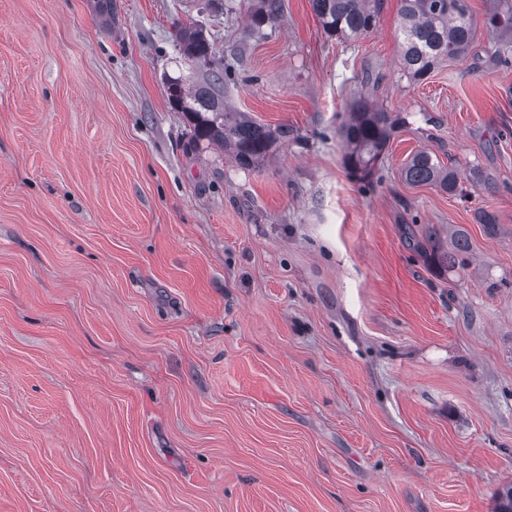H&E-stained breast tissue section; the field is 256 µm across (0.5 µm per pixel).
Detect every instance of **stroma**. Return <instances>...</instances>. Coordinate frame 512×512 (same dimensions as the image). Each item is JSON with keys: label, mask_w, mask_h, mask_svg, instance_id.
I'll list each match as a JSON object with an SVG mask.
<instances>
[{"label": "stroma", "mask_w": 512, "mask_h": 512, "mask_svg": "<svg viewBox=\"0 0 512 512\" xmlns=\"http://www.w3.org/2000/svg\"><path fill=\"white\" fill-rule=\"evenodd\" d=\"M0 0V512H495L512 483V62L403 75L399 0ZM202 27L211 64L184 61ZM288 138L190 149L167 80ZM395 112L372 177L352 101ZM420 151L462 194L408 183ZM497 218L487 234L480 212ZM465 237L460 271L414 241ZM311 4L325 33L347 39L376 28L385 0H311ZM178 46L181 55L191 61L203 63L201 59L211 55L210 41L201 29L193 25L180 29Z\"/></svg>", "instance_id": "obj_1"}]
</instances>
